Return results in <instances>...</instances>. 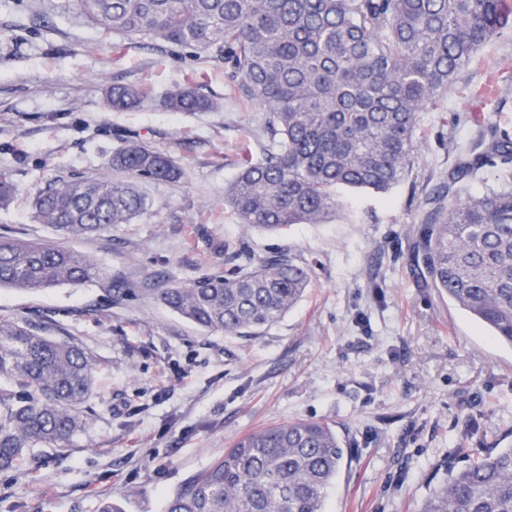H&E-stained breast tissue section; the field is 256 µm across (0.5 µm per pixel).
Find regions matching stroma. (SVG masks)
Segmentation results:
<instances>
[{"instance_id": "1", "label": "stroma", "mask_w": 512, "mask_h": 512, "mask_svg": "<svg viewBox=\"0 0 512 512\" xmlns=\"http://www.w3.org/2000/svg\"><path fill=\"white\" fill-rule=\"evenodd\" d=\"M142 89L112 110L107 90ZM191 85L206 112H171ZM512 131V32L466 66L446 106L421 113L411 166L387 195L341 192L326 224H240L224 189L269 134L223 58L91 25L76 0H0V175L17 186L0 232L53 241L32 198L57 179L125 180L133 135L184 175L137 184L145 210L68 247L96 277L35 293L0 288V317L38 320L95 361L93 416L66 451L0 471V512H163L165 497L264 424H330L349 448L328 512H415L448 464L512 446V348L489 340L417 274L420 212L487 126ZM230 250H223V243ZM293 253L313 285L248 337L207 332L152 291ZM130 293L114 300L113 281Z\"/></svg>"}]
</instances>
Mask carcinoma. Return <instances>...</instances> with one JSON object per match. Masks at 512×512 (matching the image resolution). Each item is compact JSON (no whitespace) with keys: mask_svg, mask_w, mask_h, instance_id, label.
<instances>
[{"mask_svg":"<svg viewBox=\"0 0 512 512\" xmlns=\"http://www.w3.org/2000/svg\"><path fill=\"white\" fill-rule=\"evenodd\" d=\"M89 22L123 37L148 36L224 58L265 114L270 144L224 190L239 223L269 231L336 215L340 189L386 192L406 173L419 115L436 106L477 53L512 28V0H77ZM140 91L114 84L109 103L135 106ZM173 112L212 103L190 86L170 91ZM128 180L48 184L34 217L64 239L127 224L146 207L136 181H175L166 154L134 138L112 155ZM490 170L480 193L467 184ZM448 206L426 216L420 276L512 347V132L460 153L448 171ZM96 264L61 244L0 233V288L30 292L79 285ZM310 269L280 251L247 268L154 289L196 326L251 336L307 293ZM94 362L39 324L0 317V471L33 448L68 447L89 422ZM345 448L324 422L298 419L250 431L190 478L165 512H326ZM418 512H512V448L445 477Z\"/></svg>","mask_w":512,"mask_h":512,"instance_id":"cac0c4a2","label":"carcinoma"}]
</instances>
